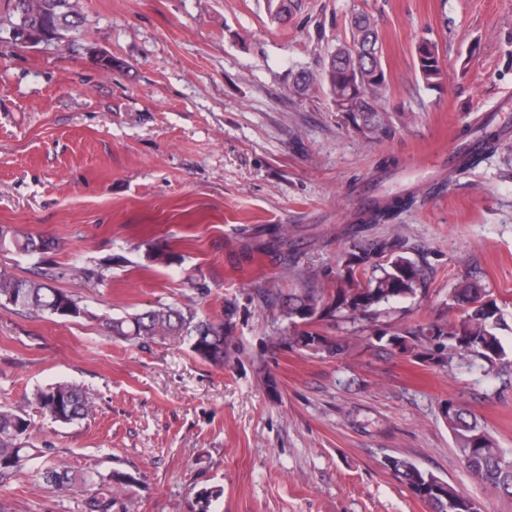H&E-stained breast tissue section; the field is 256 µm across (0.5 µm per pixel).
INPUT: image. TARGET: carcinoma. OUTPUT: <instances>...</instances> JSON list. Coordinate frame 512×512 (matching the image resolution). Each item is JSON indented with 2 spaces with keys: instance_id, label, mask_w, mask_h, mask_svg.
Returning a JSON list of instances; mask_svg holds the SVG:
<instances>
[{
  "instance_id": "obj_1",
  "label": "carcinoma",
  "mask_w": 512,
  "mask_h": 512,
  "mask_svg": "<svg viewBox=\"0 0 512 512\" xmlns=\"http://www.w3.org/2000/svg\"><path fill=\"white\" fill-rule=\"evenodd\" d=\"M80 31L79 22L60 19L59 11L51 7L40 15L39 26L54 32L61 23ZM380 38L368 15L358 13L351 19L350 42L361 46H377ZM418 70L429 88L442 85L443 70L438 50L432 42L421 41L416 47ZM324 83L333 97L336 111L350 114L356 127L369 133L381 123V91L386 87L384 68L371 62L365 55L355 56L346 45L331 53L324 72L302 74L292 87L301 96L310 86ZM498 139L495 132H483L473 144L460 152L459 162L473 166L480 162L485 150ZM415 202L411 194L397 195L372 203L363 215L362 223L388 224L396 215ZM57 244L42 237L21 235L0 229V251L27 255H42L55 249ZM56 273L50 268H39L32 279H18L7 269L0 270V303L11 304L35 315L80 317L87 309L74 296L52 286ZM426 279V270L406 256L400 232L380 237L365 247L359 242L352 245L342 270L336 274L335 292L323 289H288L284 293L265 292V302L282 301L283 312L292 324L311 325L326 317L354 319L377 316L382 307L400 299L416 295ZM447 305L457 309V315L444 321L417 323L397 327L390 331L388 345L412 357L419 363L444 365L457 357L477 364L487 374L498 378H512V360L496 330L501 328L502 314L495 299L474 280L455 288ZM233 308L224 305V322L215 323L201 318L189 306L158 305L151 309L112 319L108 325L114 336L134 340L156 336H187L192 351L203 361L222 365L231 356V317ZM288 347L316 353L341 355L348 344L324 336L315 329L296 332L288 337ZM39 408L61 424H71L89 416L92 402L76 385L59 383L41 390L36 395ZM442 417L454 446L466 469L489 493L499 497H512V459L506 457L494 436L475 414L448 401L442 408ZM30 422L24 414L11 408H0V477L22 471L31 457L27 445ZM386 466L393 476L429 512H474L476 500L465 491L454 487L431 471L420 468L405 457H388ZM43 479L56 492L69 491L77 486L95 482L94 476H76L63 467L49 468ZM222 495L218 488H202L196 493V512H210L211 504ZM112 490L102 489L85 501L86 512H124Z\"/></svg>"
}]
</instances>
